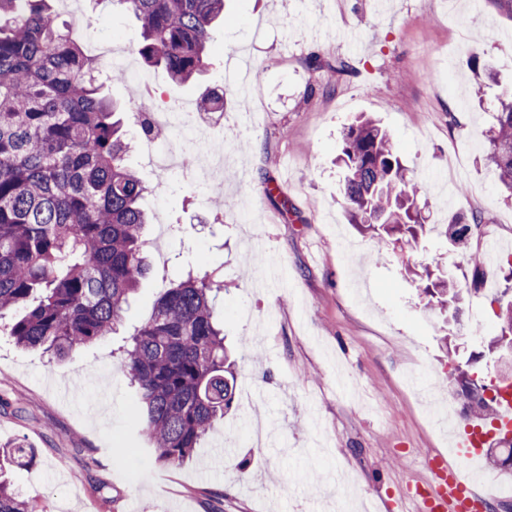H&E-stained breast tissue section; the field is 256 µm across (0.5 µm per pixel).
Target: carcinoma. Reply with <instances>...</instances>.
<instances>
[{
  "label": "carcinoma",
  "mask_w": 512,
  "mask_h": 512,
  "mask_svg": "<svg viewBox=\"0 0 512 512\" xmlns=\"http://www.w3.org/2000/svg\"><path fill=\"white\" fill-rule=\"evenodd\" d=\"M141 26L138 53L186 84L205 66L212 24L224 0H115ZM99 58L55 23L48 0H0V315L23 307L8 329L22 348L58 359L112 335L147 273V187L126 165L131 142L97 82ZM487 160L512 193V94L488 129ZM342 195L350 223L377 244L412 246L423 231L422 199L385 130L362 118L343 131ZM478 212L450 220L445 234L468 240ZM224 277L187 272L167 289L132 337L123 366L135 394V425L157 461L183 466L236 399L237 364L224 348L217 306ZM427 305L459 302L439 279L422 288ZM498 348L512 335V304L500 308ZM448 392L465 391L468 416L483 425L496 402L467 370L448 371ZM31 451H0V512H29L3 468Z\"/></svg>",
  "instance_id": "1"
}]
</instances>
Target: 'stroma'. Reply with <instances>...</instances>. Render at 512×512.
Segmentation results:
<instances>
[{"label": "stroma", "instance_id": "obj_1", "mask_svg": "<svg viewBox=\"0 0 512 512\" xmlns=\"http://www.w3.org/2000/svg\"><path fill=\"white\" fill-rule=\"evenodd\" d=\"M225 10L203 72L177 86L135 54L141 30L132 13L113 0L89 7L98 40L129 50L167 101L193 107L223 88L224 111L208 119L224 125V204L184 183L159 186L133 151L127 163L149 187L142 206L150 271L119 333L63 360L0 335V444L31 449L11 479L36 512H86L90 504L95 512H402L406 482L422 481L426 459L447 457L449 447L411 378L441 385L452 346L472 360V380L499 381L498 357L484 352L482 338L499 330L512 203L483 155L499 99L512 89V52L500 46L512 19L487 0H389L384 12L376 0H225ZM473 51L499 75L479 99L467 65ZM313 54L315 70L307 64ZM250 69L262 78L244 101L233 85ZM314 85L334 92L311 94ZM247 115L251 129L238 131ZM361 115L379 122L427 187L426 223L476 211L485 236L499 241L496 257L481 265L478 291L459 309L425 306L400 264L373 262L375 242L348 224L336 159L344 127ZM461 159L465 191L449 203L432 185ZM340 236L353 261L338 252ZM481 245L429 233L408 257L462 286L463 254ZM264 250L280 258L282 287L265 285ZM202 254L228 285L224 337L238 384L259 396L237 404L181 468L118 462L141 445L122 348ZM479 313L486 326L477 333L470 325ZM254 419L272 432L260 448L244 438Z\"/></svg>", "mask_w": 512, "mask_h": 512}]
</instances>
